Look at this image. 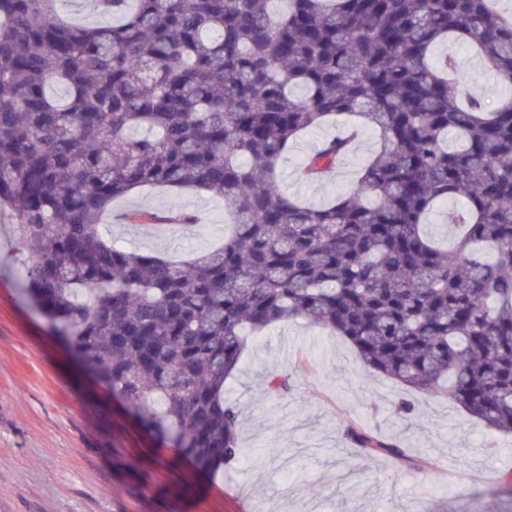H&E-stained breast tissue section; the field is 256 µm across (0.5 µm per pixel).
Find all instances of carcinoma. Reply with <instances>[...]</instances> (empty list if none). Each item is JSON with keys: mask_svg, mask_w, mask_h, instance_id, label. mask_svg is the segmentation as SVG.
<instances>
[{"mask_svg": "<svg viewBox=\"0 0 512 512\" xmlns=\"http://www.w3.org/2000/svg\"><path fill=\"white\" fill-rule=\"evenodd\" d=\"M57 2L0 0V205L25 294L146 432L202 471L237 462L224 385L241 329L299 319L512 434V97L489 109L451 56L432 62L467 42L512 86V22L491 0H93L108 21L91 27ZM331 116L354 123L304 180L332 174L365 128L377 147L351 195L305 204L279 163ZM145 185L224 199L233 233L185 264L105 239L112 203ZM456 196L443 247L426 219ZM343 432L368 457L416 462L353 421Z\"/></svg>", "mask_w": 512, "mask_h": 512, "instance_id": "obj_1", "label": "carcinoma"}]
</instances>
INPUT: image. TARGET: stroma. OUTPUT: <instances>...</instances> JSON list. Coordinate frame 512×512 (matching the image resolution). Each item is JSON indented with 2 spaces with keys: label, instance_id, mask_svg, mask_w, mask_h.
<instances>
[{
  "label": "stroma",
  "instance_id": "obj_1",
  "mask_svg": "<svg viewBox=\"0 0 512 512\" xmlns=\"http://www.w3.org/2000/svg\"><path fill=\"white\" fill-rule=\"evenodd\" d=\"M460 79L487 104L512 95L467 45L445 44ZM329 123L298 139L279 163L282 187L323 204L350 192L375 148L365 132L324 180L298 170L334 134ZM188 211L191 225H134L132 210ZM229 231L222 199L195 190L140 188L116 200L101 234L171 260L215 249ZM26 257L10 209L0 210V512H512L495 482L512 474V436L483 427L454 402L404 390L368 370L342 338L291 321L249 337L224 389L239 414L242 456L199 471L148 434L55 336L21 289ZM280 373L288 392L266 395ZM411 413H397L401 400ZM354 420L397 441L428 466L369 460L348 443Z\"/></svg>",
  "mask_w": 512,
  "mask_h": 512
}]
</instances>
